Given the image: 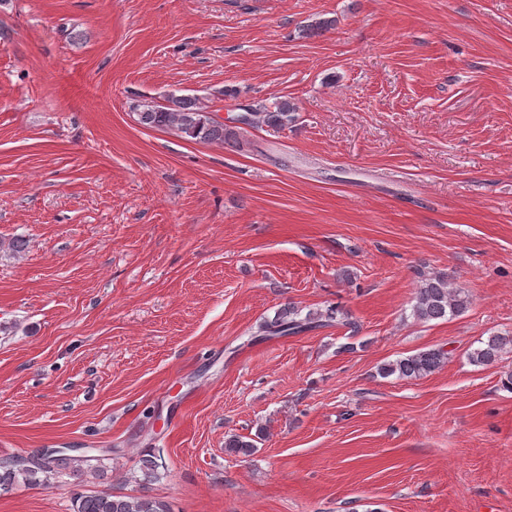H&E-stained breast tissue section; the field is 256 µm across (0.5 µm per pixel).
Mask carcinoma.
<instances>
[{
	"mask_svg": "<svg viewBox=\"0 0 512 512\" xmlns=\"http://www.w3.org/2000/svg\"><path fill=\"white\" fill-rule=\"evenodd\" d=\"M297 107L287 99L271 103H257L245 108V118H232L228 125L215 119L208 106L194 97L170 94L162 104L147 102L137 113L138 123L147 128L169 130L178 137L199 142L218 143L243 148L250 142L243 138L247 129L261 126L282 129L296 120ZM469 295L465 289L454 286L443 272H420L412 305L413 317L421 322L457 316L468 308ZM336 323L359 331L358 324L339 307L331 306L324 313L308 312L292 304L279 308L272 318L259 326L258 335L263 339L299 336ZM512 353V335L492 334L467 354L469 363L485 367L498 363ZM448 361V352L430 348L406 357L383 363L378 374L387 378L396 375L405 379L424 378L440 369ZM224 448L230 454L250 456L256 451L251 440L237 434L227 437ZM105 457L94 455L72 456L60 452L48 459L34 454L20 462L0 460V495L8 494L20 485L50 488L63 478L79 479L84 475L101 476ZM161 463L153 456L143 461L140 483L146 485L157 478ZM73 512H168L164 501L149 495H114L105 492L73 493Z\"/></svg>",
	"mask_w": 512,
	"mask_h": 512,
	"instance_id": "carcinoma-1",
	"label": "carcinoma"
}]
</instances>
